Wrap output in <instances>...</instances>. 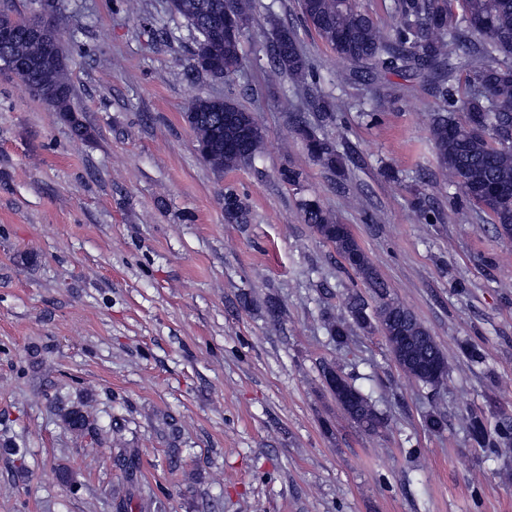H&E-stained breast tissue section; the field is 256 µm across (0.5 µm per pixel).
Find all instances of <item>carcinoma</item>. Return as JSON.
<instances>
[{
  "label": "carcinoma",
  "mask_w": 512,
  "mask_h": 512,
  "mask_svg": "<svg viewBox=\"0 0 512 512\" xmlns=\"http://www.w3.org/2000/svg\"><path fill=\"white\" fill-rule=\"evenodd\" d=\"M307 25L340 59L357 67L354 76L366 83L393 74L404 79L423 78L446 106L432 118L430 141L448 187L460 190L469 204L486 213L499 232L512 238V0H394L393 23L383 28L358 9L355 0H298ZM169 9L183 19L191 38L189 71L222 80L241 65L242 36L224 34V17L234 15L245 24L255 0H169ZM40 27L32 35L29 29ZM13 28L14 38L0 45L22 64L15 78L32 96L48 105L70 128L73 141L90 138L89 127L72 106L76 88L70 75L65 41L78 40L79 31H66L61 8L52 17L37 10L23 17L12 7L0 9V29ZM271 67L294 83L315 79L296 32L275 28L268 45ZM289 124L311 160L331 173L343 171V137L312 127L304 111L283 97ZM457 112L464 118L454 117ZM195 134L197 151L215 173L252 165L263 152L265 130L243 109L232 92L222 97L197 95L185 112ZM224 219L249 223V211L233 189L221 195ZM302 219L320 238L334 246L362 280L372 288L377 305L352 295L345 313L328 319L329 334L341 345L352 329L384 336H409L403 346L389 347L399 367L423 386L438 388L448 377V362L420 321L407 308L389 299L388 287L352 232L314 198L300 203ZM426 359L440 364L438 375L420 376L416 364ZM353 403L340 405L347 419L369 434L385 425L374 404L356 386ZM73 431L96 435V427L79 406L60 409ZM467 431L481 448L498 451L512 445V420L494 427L483 418H468Z\"/></svg>",
  "instance_id": "1"
}]
</instances>
